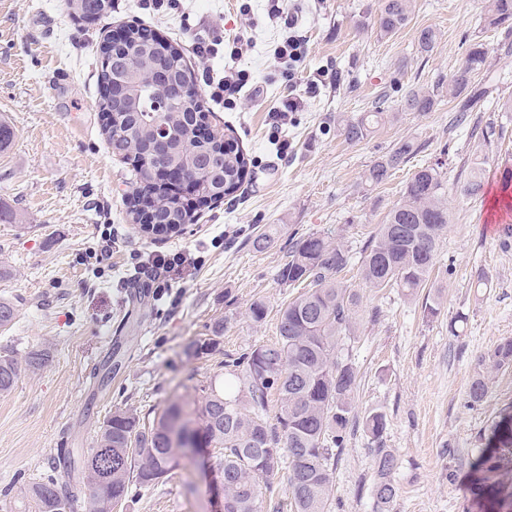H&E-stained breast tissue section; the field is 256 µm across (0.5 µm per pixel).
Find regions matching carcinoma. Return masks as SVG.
Here are the masks:
<instances>
[{
  "instance_id": "1",
  "label": "carcinoma",
  "mask_w": 512,
  "mask_h": 512,
  "mask_svg": "<svg viewBox=\"0 0 512 512\" xmlns=\"http://www.w3.org/2000/svg\"><path fill=\"white\" fill-rule=\"evenodd\" d=\"M414 0H384L380 36L390 37L403 28L412 13ZM112 0H79L75 14L106 16ZM485 22L491 28L512 31V0H486ZM141 28H128L126 45L103 42L98 81L101 89L112 84V55L129 50L147 51V64L139 72V82L130 86L121 106L101 94L98 106L105 119L104 129L111 153L134 163L142 139L160 124L175 130L177 147L196 157L200 154L222 156L224 169L218 176L224 191H215L209 199L218 201L233 195L251 165L238 142L225 133L198 139L200 122L207 120L202 99L190 95L196 89L195 73L183 56L166 39L155 37V45L139 43ZM439 39L437 30L427 27L418 32L417 45L422 54L431 52ZM489 46L481 41L469 44L448 83L425 91H409L401 97L407 112H430L439 98L455 102L459 119L479 112L489 97L488 91L473 85L475 74L489 67ZM156 63L177 64L176 88L146 89L145 78ZM166 101L162 111L154 102ZM390 113L377 106L372 112L336 119V134L350 143H361L375 132ZM497 135L492 123L479 137L480 147L472 153L465 173L464 191L480 196L492 158L486 147ZM417 151L411 140H401L386 155L364 172L369 185L386 181ZM140 185L128 201V214L139 223L142 208L148 207L163 224L178 229L193 223V205L177 202L163 192L147 189L149 171L137 168ZM448 229V198L439 173L433 167L418 170L406 183L401 198L388 210L385 220L376 225L362 249L360 279L375 288H400L413 296L426 287L436 262L442 237ZM353 255L342 241L312 233L292 238L288 261L276 274L279 284L304 286V292L279 310L276 340L255 344L235 358L224 361V381H211L199 388L201 404L193 435L205 447L217 450L213 469L224 487V512H261V485L286 472L293 512H331L333 467L348 437L351 425L360 422L374 445L375 477L372 497L375 512H390L397 497L395 474L398 458L384 447L387 422L383 413L368 410L358 413L356 391L358 373L352 361L351 339L355 316L361 304L359 289L339 279L352 263ZM267 302L257 298L248 307L255 325L265 321ZM18 315L17 306L0 300V328L11 325ZM211 335L188 343L196 355L219 349L224 322L210 326ZM48 361V352L26 353L25 366L35 372ZM487 374L475 376L467 391L468 403L476 405L486 397L488 375L512 368V339L500 342L480 357ZM19 360L0 355V395L9 393L18 378ZM184 419L183 406L177 402L147 421L137 411L118 409L104 422L96 435L95 447L107 453V461L90 453L77 468L83 484L85 512H112L122 504L129 488L148 491L160 479L191 459L187 447L190 437H172L177 422ZM495 447L487 449L474 465L472 494L482 497L496 484L498 476L512 465L507 452L512 450V424L493 427ZM22 499L30 512H69L71 491L53 474L28 482Z\"/></svg>"
}]
</instances>
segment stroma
<instances>
[{
  "label": "stroma",
  "mask_w": 512,
  "mask_h": 512,
  "mask_svg": "<svg viewBox=\"0 0 512 512\" xmlns=\"http://www.w3.org/2000/svg\"><path fill=\"white\" fill-rule=\"evenodd\" d=\"M294 28L269 19L263 0H185L182 11L150 15L140 0H112L99 20L69 14L64 0H0V120L13 130L0 150V299L18 316L0 328V355L46 350L37 372L21 370L0 396V512H24L21 490L37 470L67 449L82 463L100 426L118 409L139 415L178 402L196 420L198 386L221 374L229 355L277 336L279 310L294 289L278 284L296 235L328 233L353 254L345 280L359 283L361 249L408 180L433 167L448 192V230L429 290L410 297L398 289L361 286L352 355L357 406L382 412L384 444L395 450L398 495L392 512H512V472L492 497L474 498L471 464L487 448L495 423L512 416V369L492 374L489 392L470 406L466 392L478 360L512 338V248L499 230L512 222L494 214L493 192L512 167V118L472 112L456 123L454 104L407 112L386 104L393 120L371 139L350 144L336 135L337 116L373 111L392 78L404 89L448 78L473 41L488 43L491 80L512 96V34L484 26L485 0H415L406 24L390 37L378 31L382 0H286ZM135 24L167 38L194 71L248 70L260 92L236 107L208 104V121L231 129L252 161L245 184L224 201L201 207L179 233L149 235L133 224L125 199L135 183L132 163L113 157L98 108L100 45L112 29ZM439 31L434 50L419 54L416 36ZM214 34L225 44L247 40L240 56L200 60L193 45ZM301 37L305 54L294 82L279 75L274 49ZM322 76L315 96L282 130L268 111L290 90ZM503 128L492 145L485 194L463 191L461 169L478 138L473 130ZM418 150L378 186L362 174L402 139ZM288 149H281V142ZM23 215L20 223L10 214ZM274 231L258 252L254 236ZM191 250L195 263L161 272L169 289L156 297L131 281L151 273L153 255ZM485 272L489 285L476 287ZM269 306L253 325L248 306ZM439 303L437 316L424 310ZM223 321L218 351L186 354L187 343ZM374 463L362 428L351 430L333 478L332 512H373ZM211 475L186 462L155 489L131 491L117 512H215Z\"/></svg>",
  "instance_id": "35a3bbf8"
}]
</instances>
